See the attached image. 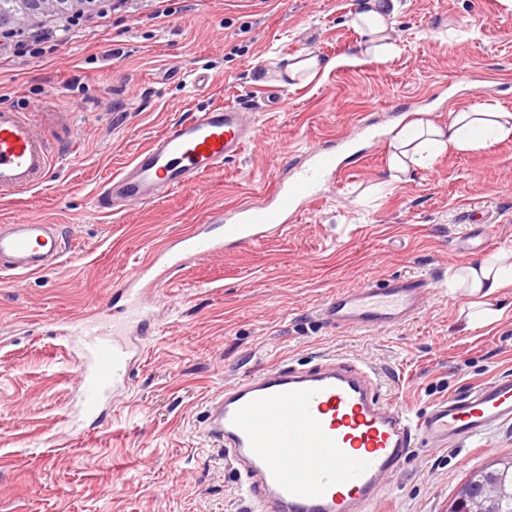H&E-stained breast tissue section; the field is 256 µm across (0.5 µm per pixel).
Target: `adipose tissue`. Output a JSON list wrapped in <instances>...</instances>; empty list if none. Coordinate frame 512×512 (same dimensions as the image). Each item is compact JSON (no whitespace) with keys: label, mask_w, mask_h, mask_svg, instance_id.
<instances>
[{"label":"adipose tissue","mask_w":512,"mask_h":512,"mask_svg":"<svg viewBox=\"0 0 512 512\" xmlns=\"http://www.w3.org/2000/svg\"><path fill=\"white\" fill-rule=\"evenodd\" d=\"M397 8L398 0H362L353 20L375 60L389 58L396 49L389 31ZM511 136L512 113L491 106L453 112L444 125L422 119L412 121L394 137L390 168L403 173L448 149L480 148ZM511 288L512 251L486 255L448 273V289L464 298L467 324L472 328L499 318L500 312L493 308L491 300Z\"/></svg>","instance_id":"obj_1"}]
</instances>
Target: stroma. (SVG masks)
Segmentation results:
<instances>
[{
    "mask_svg": "<svg viewBox=\"0 0 512 512\" xmlns=\"http://www.w3.org/2000/svg\"><path fill=\"white\" fill-rule=\"evenodd\" d=\"M361 0H172L86 22L40 58L0 38V105L74 113L77 150L49 186L0 201V223L61 225L60 267L0 284V512H249L224 453L201 433L207 400L281 364L340 356L376 373L390 404L419 417L436 402L512 374V293L500 320L467 328L449 270L512 250V138L449 149L400 178L390 132L402 118L444 124L451 106L512 113L507 0H399L384 62L352 21ZM329 70L269 96L291 57ZM205 83H198V74ZM257 109L259 135L188 189L118 214L94 207L101 182L179 115L227 103ZM364 152L286 234L190 261L153 293L155 330L101 421L76 415L79 366L54 324L94 306L148 253L219 210L272 193L326 141ZM475 221H460L463 212ZM422 273L434 286L394 327H325L319 306L368 281ZM512 457V423L471 444L421 443L383 481L370 512H448L472 470Z\"/></svg>",
    "mask_w": 512,
    "mask_h": 512,
    "instance_id": "obj_1",
    "label": "stroma"
}]
</instances>
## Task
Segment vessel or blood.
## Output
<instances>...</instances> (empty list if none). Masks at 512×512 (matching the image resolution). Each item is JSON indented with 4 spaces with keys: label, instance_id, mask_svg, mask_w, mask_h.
Wrapping results in <instances>:
<instances>
[{
    "label": "vessel or blood",
    "instance_id": "1",
    "mask_svg": "<svg viewBox=\"0 0 512 512\" xmlns=\"http://www.w3.org/2000/svg\"><path fill=\"white\" fill-rule=\"evenodd\" d=\"M71 113L0 106V199L49 182L74 151L64 131ZM251 108L237 103L189 113L169 123L150 145L98 188L103 213L147 205L189 188L199 176L222 169L256 138ZM341 168L337 144L309 151L305 164L268 200L217 214L214 228H193L165 243L120 285L126 303L112 322L95 317L72 323L65 338L79 358L77 410L96 417L128 387L132 359L141 351L133 334L151 332L142 283L155 266L181 269L191 258L285 233L304 202L318 196ZM65 254L62 228L23 219L0 224V278L51 272ZM432 281L405 274L337 292L319 309L330 328L367 330L415 315ZM512 422V375L437 402L417 420L391 408L373 370L330 357L297 368L280 364L227 386L202 412L203 434L224 449L252 512H366L383 477L396 472L420 441L465 444L495 424Z\"/></svg>",
    "mask_w": 512,
    "mask_h": 512
}]
</instances>
